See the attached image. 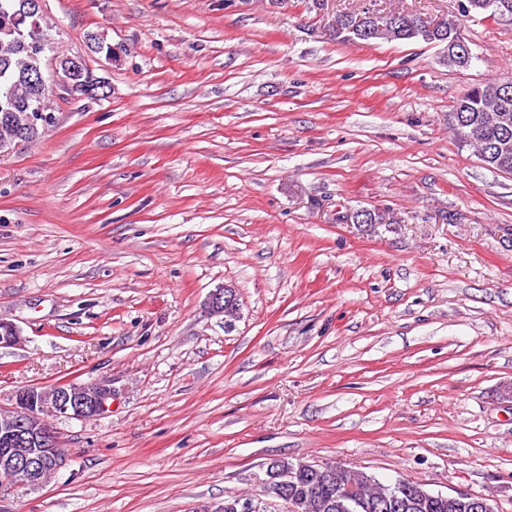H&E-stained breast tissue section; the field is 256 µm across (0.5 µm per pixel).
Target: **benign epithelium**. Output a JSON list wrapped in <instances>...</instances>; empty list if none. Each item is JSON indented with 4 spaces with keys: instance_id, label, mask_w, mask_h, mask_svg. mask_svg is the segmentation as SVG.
Listing matches in <instances>:
<instances>
[{
    "instance_id": "7a95c632",
    "label": "benign epithelium",
    "mask_w": 512,
    "mask_h": 512,
    "mask_svg": "<svg viewBox=\"0 0 512 512\" xmlns=\"http://www.w3.org/2000/svg\"><path fill=\"white\" fill-rule=\"evenodd\" d=\"M20 339L15 324L0 320V347ZM113 396L112 379L105 377L21 388L10 395V405L0 404V502L43 488L66 467L67 457L48 420L95 419L110 410Z\"/></svg>"
}]
</instances>
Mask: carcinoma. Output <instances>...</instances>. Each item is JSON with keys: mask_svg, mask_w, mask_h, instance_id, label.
<instances>
[{"mask_svg": "<svg viewBox=\"0 0 512 512\" xmlns=\"http://www.w3.org/2000/svg\"><path fill=\"white\" fill-rule=\"evenodd\" d=\"M477 15L493 19L512 17V0H461L457 11L428 21L418 13L395 7L377 13L368 7L336 15V35L345 41L421 40L442 47L451 68H467L472 59L457 53L466 41L464 30ZM50 26L44 14L32 11L31 0H0V151L18 143H30L54 123L48 105L53 93V71L45 64L51 49ZM454 112V135L459 143L475 148L487 166L512 175V82L479 84L460 97ZM277 467L295 474L288 498L298 512H356L352 498L370 490L373 508L366 512H469L435 498L417 481L398 495L407 508L395 505L394 484H384L363 471H350L326 462L319 470L305 461L286 458Z\"/></svg>", "mask_w": 512, "mask_h": 512, "instance_id": "carcinoma-1", "label": "carcinoma"}]
</instances>
